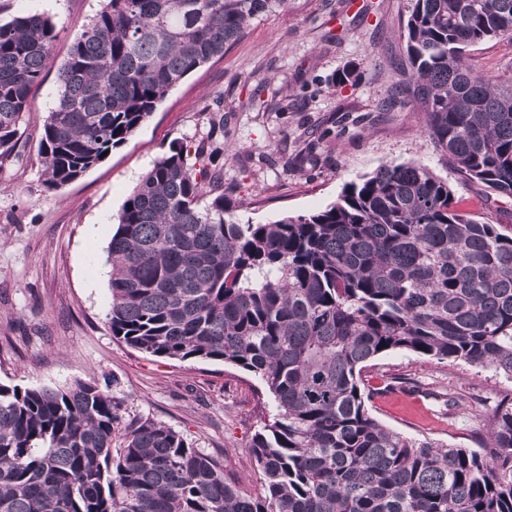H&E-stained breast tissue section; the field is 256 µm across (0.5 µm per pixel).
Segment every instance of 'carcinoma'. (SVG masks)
<instances>
[{"mask_svg": "<svg viewBox=\"0 0 512 512\" xmlns=\"http://www.w3.org/2000/svg\"><path fill=\"white\" fill-rule=\"evenodd\" d=\"M289 0H104L57 72L39 142L55 192L125 144L189 73ZM46 15L0 23V165L52 59ZM402 97L466 180L512 199V75L469 48L512 39V0H410ZM209 134L158 157L106 249L112 336L149 356L231 364L275 413L250 448L264 492L172 427L123 421L94 381L0 383V512H512V393L479 449L371 416L363 372L395 351L512 379V236L460 211L448 182L384 164L323 211L241 224L224 193V100ZM345 132L306 129L293 162Z\"/></svg>", "mask_w": 512, "mask_h": 512, "instance_id": "obj_1", "label": "carcinoma"}]
</instances>
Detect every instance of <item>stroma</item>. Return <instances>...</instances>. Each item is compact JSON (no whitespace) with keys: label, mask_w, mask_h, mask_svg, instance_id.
Returning a JSON list of instances; mask_svg holds the SVG:
<instances>
[{"label":"stroma","mask_w":512,"mask_h":512,"mask_svg":"<svg viewBox=\"0 0 512 512\" xmlns=\"http://www.w3.org/2000/svg\"><path fill=\"white\" fill-rule=\"evenodd\" d=\"M103 0H0V19L50 15L58 38L53 61L21 123L22 157L0 166V382L61 387L95 380L124 402L125 419L149 418L182 433L244 479L250 495L264 476L249 453L254 434L274 412L258 380L236 367L198 359L152 357L113 338L106 325L108 282L88 265L104 253L115 218L142 176L169 146L206 139V112L223 98L233 148L224 158V186L241 201L244 224L311 214L335 203L351 181L380 166L415 163L447 181L459 208L512 235V200L464 180L424 131L413 107L380 104L400 80L405 43L401 23L409 0H290L251 21L224 57L186 76L123 146L60 190L44 192L38 142L56 102L57 69L70 43L91 23ZM356 67V82L331 79ZM268 87L248 106L260 79ZM312 80L318 94L280 112L282 99ZM364 116L326 145L315 168L261 163L292 153L303 127L328 125L344 114ZM382 391L368 403L383 425L419 439L474 447L482 419L512 380L464 363L392 352L366 371ZM464 400L448 410L447 395Z\"/></svg>","instance_id":"35a3bbf8"}]
</instances>
